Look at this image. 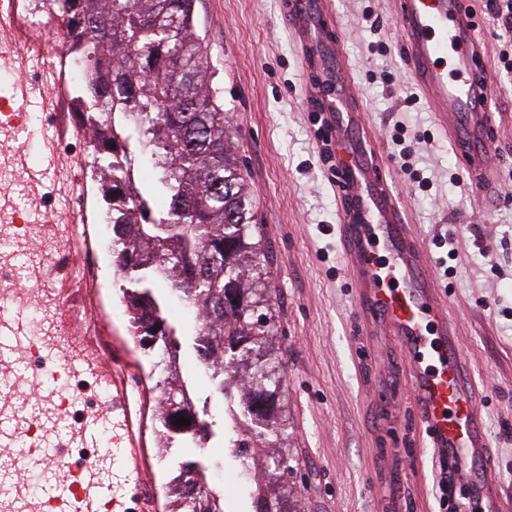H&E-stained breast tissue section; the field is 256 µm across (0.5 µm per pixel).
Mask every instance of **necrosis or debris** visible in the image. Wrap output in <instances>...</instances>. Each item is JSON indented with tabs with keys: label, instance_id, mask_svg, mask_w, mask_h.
I'll list each match as a JSON object with an SVG mask.
<instances>
[{
	"label": "necrosis or debris",
	"instance_id": "obj_1",
	"mask_svg": "<svg viewBox=\"0 0 512 512\" xmlns=\"http://www.w3.org/2000/svg\"><path fill=\"white\" fill-rule=\"evenodd\" d=\"M87 77L60 0H0V296L14 302L17 286L37 274L30 289L31 333L54 352L77 347L64 327L65 308L48 286L55 255L34 241L29 217L43 215L49 225L88 221L84 176L100 134L83 112L79 91ZM63 124L71 126V135L45 142L51 167L20 181L19 170L30 167L17 148L22 128ZM67 380L56 408L79 424L97 406L96 381L73 371Z\"/></svg>",
	"mask_w": 512,
	"mask_h": 512
}]
</instances>
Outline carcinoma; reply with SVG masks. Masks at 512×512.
<instances>
[{
    "mask_svg": "<svg viewBox=\"0 0 512 512\" xmlns=\"http://www.w3.org/2000/svg\"><path fill=\"white\" fill-rule=\"evenodd\" d=\"M80 13H90L111 40L76 25L73 36L84 46L92 78L108 92L104 105L91 112V120L105 126L103 147L95 164L104 193L110 196L107 217L112 220V256L128 287L124 297L151 307V319L139 308L132 316L138 335L149 333V323H168L152 288L159 279L189 304L197 307V336L219 373L211 374L217 391L224 393L235 369L234 351L245 339L256 345L265 341L267 292L262 281L260 244L250 232L251 188L238 173L230 135L219 104L223 90L214 84L202 39L194 25L193 0H63ZM180 87V94L170 87ZM134 128L139 145L150 149L161 169L160 184L168 206L155 212L151 198L135 183V152L112 153V144L128 145ZM169 228L168 246L161 263L127 271L133 257L152 250L159 228ZM224 302L219 338L210 339L208 314ZM265 366L251 367L256 385L245 400L254 415L252 431L239 436L238 453L265 443L274 447V470L287 468L277 447L281 379L263 377ZM196 512H224L220 497L194 469ZM263 481L252 487L256 512H293L283 507V486Z\"/></svg>",
    "mask_w": 512,
    "mask_h": 512,
    "instance_id": "obj_1",
    "label": "carcinoma"
}]
</instances>
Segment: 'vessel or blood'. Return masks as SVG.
<instances>
[{"instance_id":"1","label":"vessel or blood","mask_w":512,"mask_h":512,"mask_svg":"<svg viewBox=\"0 0 512 512\" xmlns=\"http://www.w3.org/2000/svg\"><path fill=\"white\" fill-rule=\"evenodd\" d=\"M283 19L297 35L307 70V102L334 142L331 161L340 197L339 243L344 273L356 299L357 324L396 337L406 354L416 399L418 429L438 454L456 452L480 465L490 446L479 397L466 374L456 326L428 255L404 215L347 74L333 0H285ZM402 49L412 81L442 132L458 148V163L485 193L495 185L501 161L493 146L498 113L494 81L483 68L481 40L466 0H396ZM23 311L0 319V358L20 347ZM75 360L91 370L106 411L121 431L117 464L142 496L149 473L143 418L120 359L106 361L91 345ZM0 437L18 450L0 463V498L19 497L18 462L28 461L24 428L0 414ZM47 500L74 499L79 512H93L111 487L75 493L68 482L45 481Z\"/></svg>"}]
</instances>
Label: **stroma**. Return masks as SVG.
<instances>
[{
	"mask_svg": "<svg viewBox=\"0 0 512 512\" xmlns=\"http://www.w3.org/2000/svg\"><path fill=\"white\" fill-rule=\"evenodd\" d=\"M500 114L501 171L495 200L482 205L455 150L415 88L400 47L394 0H334L348 73L368 126L388 161L448 300L459 344L479 386L492 462L470 482L496 487L512 505V73L500 61L512 34L488 6L469 0ZM281 0H194L202 38L224 89L222 102L241 177L252 187V233L268 286L270 356L283 379L280 444L287 494L302 512H440V457L419 436L404 352L394 337L355 323L353 290L336 235L340 201L319 158L306 97V66L281 22ZM95 307L80 320L104 323L148 387L161 379L157 350L113 315L124 281L111 250L98 254ZM154 296L178 328V363L213 435L204 458L224 512H255L244 474L231 395L217 393L196 351L194 322L173 309L164 283ZM192 455L179 445L152 456L153 492L170 512L169 486Z\"/></svg>",
	"mask_w": 512,
	"mask_h": 512,
	"instance_id": "1",
	"label": "stroma"
}]
</instances>
